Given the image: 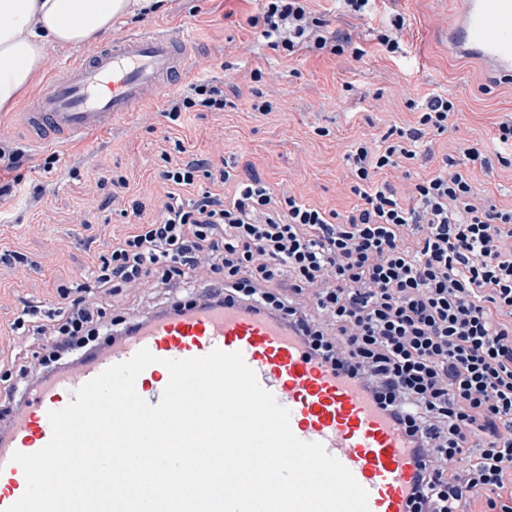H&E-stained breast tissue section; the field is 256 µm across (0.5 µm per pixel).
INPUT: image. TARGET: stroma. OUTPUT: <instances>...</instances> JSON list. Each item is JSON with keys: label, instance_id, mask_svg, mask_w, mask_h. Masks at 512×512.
<instances>
[{"label": "stroma", "instance_id": "stroma-1", "mask_svg": "<svg viewBox=\"0 0 512 512\" xmlns=\"http://www.w3.org/2000/svg\"><path fill=\"white\" fill-rule=\"evenodd\" d=\"M260 7V0H165L164 10L113 28L117 35L150 26L188 33L192 74L223 82L224 111L173 121L163 103H149L87 143L35 141L20 109L0 112V145L22 155L17 169L0 175L17 185L16 195L0 202V256L17 252L28 259L0 263V367L9 368L19 349L39 350V340L22 343L11 335L23 302L55 307L56 284L90 274L113 241L132 231L131 201H139L145 218L154 217L157 198L173 189L159 177L166 160L207 159L229 171L224 182L200 177L180 187L184 196L206 190L228 201L240 183L257 179L274 195L299 192L344 215L360 202L346 146L362 135L378 140L391 127H409L427 97L449 95L458 105L455 131L426 136L422 158L395 184L398 195L408 196L414 181L475 144L488 168L471 171L474 186L490 204L512 208V164L505 161L512 150L495 138L497 122L512 113V81L488 83L475 59L449 52L448 0H376L361 19L342 15L334 0H313L342 46L337 54L269 49L248 22ZM398 16L405 20L404 50L391 57L380 51L377 35ZM261 98L272 102L271 113L253 110ZM164 300L147 283L117 293L102 323L119 324L135 310L151 313Z\"/></svg>", "mask_w": 512, "mask_h": 512}]
</instances>
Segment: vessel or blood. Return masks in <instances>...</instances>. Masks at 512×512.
<instances>
[{
    "label": "vessel or blood",
    "instance_id": "b4317fda",
    "mask_svg": "<svg viewBox=\"0 0 512 512\" xmlns=\"http://www.w3.org/2000/svg\"><path fill=\"white\" fill-rule=\"evenodd\" d=\"M448 11L451 50L477 56L489 81L511 80L512 0H448ZM193 52L180 34L148 29L117 36L74 64L67 81L49 82L27 107L24 124L40 141L105 130L188 77ZM143 348L157 362L138 376L135 388L153 405L169 379L164 360L216 348L241 352L261 386L289 410L293 433L321 443L367 490L370 512H409L416 463L405 433L357 383L310 356L279 319L242 306L158 314L124 341L37 382L0 428V512L26 488L12 454L42 449L52 436L49 412L64 408L76 389Z\"/></svg>",
    "mask_w": 512,
    "mask_h": 512
}]
</instances>
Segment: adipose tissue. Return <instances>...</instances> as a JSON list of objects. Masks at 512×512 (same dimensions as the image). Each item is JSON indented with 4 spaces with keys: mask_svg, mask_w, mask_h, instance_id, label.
<instances>
[{
    "mask_svg": "<svg viewBox=\"0 0 512 512\" xmlns=\"http://www.w3.org/2000/svg\"><path fill=\"white\" fill-rule=\"evenodd\" d=\"M161 0H0V111L12 110L49 49L93 45L117 21Z\"/></svg>",
    "mask_w": 512,
    "mask_h": 512,
    "instance_id": "1",
    "label": "adipose tissue"
}]
</instances>
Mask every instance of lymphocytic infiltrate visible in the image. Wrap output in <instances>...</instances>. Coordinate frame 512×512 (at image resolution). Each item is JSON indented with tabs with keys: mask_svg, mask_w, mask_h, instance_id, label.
Masks as SVG:
<instances>
[{
	"mask_svg": "<svg viewBox=\"0 0 512 512\" xmlns=\"http://www.w3.org/2000/svg\"><path fill=\"white\" fill-rule=\"evenodd\" d=\"M311 0H263L260 36L275 51L337 50ZM224 88L199 77L166 102L170 120L220 112ZM454 98H428L415 127L384 147L355 140L345 154L361 202L347 215L302 194L275 200L259 181L231 201L177 187L196 166L165 168L173 192L157 215L134 210V231L89 276L58 285L61 305L24 306L16 338L41 337L47 375L99 347L101 306L116 288L214 276L199 303L246 305L280 318L315 357L354 379L405 431L417 462L410 512H512V210L485 205L447 160L399 197L392 181L429 132L452 131Z\"/></svg>",
	"mask_w": 512,
	"mask_h": 512,
	"instance_id": "lymphocytic-infiltrate-1",
	"label": "lymphocytic infiltrate"
}]
</instances>
